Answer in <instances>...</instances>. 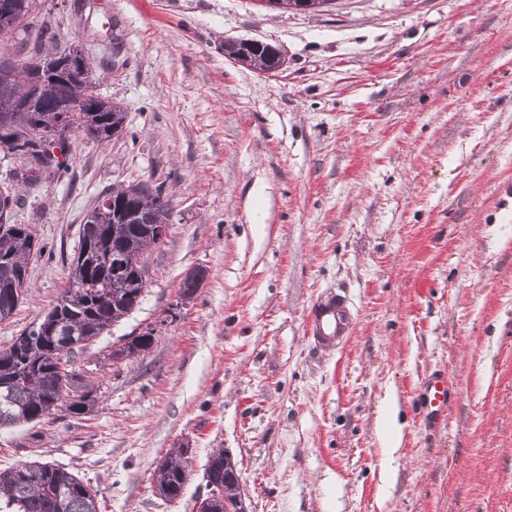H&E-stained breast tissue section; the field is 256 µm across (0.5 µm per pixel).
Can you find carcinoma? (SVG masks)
I'll use <instances>...</instances> for the list:
<instances>
[{
  "label": "carcinoma",
  "mask_w": 512,
  "mask_h": 512,
  "mask_svg": "<svg viewBox=\"0 0 512 512\" xmlns=\"http://www.w3.org/2000/svg\"><path fill=\"white\" fill-rule=\"evenodd\" d=\"M332 0H279V7L319 11ZM44 39L28 45L31 56L51 71L63 53H44ZM259 67L281 70L285 59L279 48L255 44ZM14 65L0 60V112H11L9 125L0 127V152L26 153L37 144L46 154L56 149L59 124L79 123L92 138L108 141L112 127L122 120V106L99 97L93 84L78 86L73 78L47 81L41 92L32 91L22 78H11ZM163 187L147 182L114 188L105 218L89 211L78 250L71 256L68 285L55 305L0 350V427L41 421L64 413L81 416L92 401L78 393L77 374L70 353L89 342L130 312L144 292L146 280L138 267L128 265L116 273L112 248L130 252L156 245V225L166 224L170 210L155 204ZM21 196L11 185L0 188V322L14 314L27 291L31 260L42 254L27 224L13 221ZM183 448L170 449L157 467L155 483L160 496L175 500L183 494L189 477V458ZM203 478L213 486L207 512H230L243 491L234 474L224 469V450L213 453ZM0 512H99L98 490L73 472L49 462H26L0 469Z\"/></svg>",
  "instance_id": "obj_1"
}]
</instances>
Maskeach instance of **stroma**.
I'll return each instance as SVG.
<instances>
[{
  "mask_svg": "<svg viewBox=\"0 0 512 512\" xmlns=\"http://www.w3.org/2000/svg\"><path fill=\"white\" fill-rule=\"evenodd\" d=\"M44 29L126 119L107 142L73 129L67 175L20 188L44 251L0 350L55 302L104 191L162 186L171 217L139 306L72 357L93 409L0 428V468L63 466L99 512H195L224 448L252 512H512V0H40L28 41ZM228 40L287 68L237 66ZM330 290L354 324L320 345L308 308ZM145 328L148 352L112 359ZM172 448L192 470L173 502L153 490ZM252 53L262 69L283 70L286 60L279 48L268 43H257L254 45ZM423 402L435 412L448 405V380L441 374L431 375L422 385Z\"/></svg>",
  "mask_w": 512,
  "mask_h": 512,
  "instance_id": "1",
  "label": "stroma"
}]
</instances>
